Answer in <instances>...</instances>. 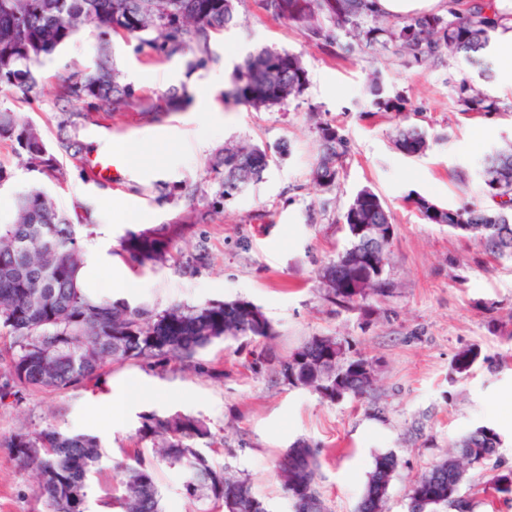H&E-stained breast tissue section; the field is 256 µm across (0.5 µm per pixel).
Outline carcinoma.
Returning <instances> with one entry per match:
<instances>
[{"label": "carcinoma", "mask_w": 512, "mask_h": 512, "mask_svg": "<svg viewBox=\"0 0 512 512\" xmlns=\"http://www.w3.org/2000/svg\"><path fill=\"white\" fill-rule=\"evenodd\" d=\"M266 14L299 28L303 37L332 53L379 52L388 48L408 62L459 57L477 69L484 85L465 77L458 88L461 111L491 117L499 100L488 83L489 61L495 47V18L478 0L462 12L448 0L445 14L423 13L394 21L377 9V0H255ZM87 17L99 31L95 70L62 80L57 97L71 103H105L121 112L135 104L146 113L179 112L189 102L177 87L158 95L135 89L122 81L111 56V38L138 41L149 63L176 56H193L189 65L201 66L212 54L211 42L235 22V0H0V88L28 98L37 94L38 79L32 64L54 55L80 31L75 19ZM307 70L290 51L261 48L250 52L237 67L224 101L236 106L280 107L303 96ZM367 91L379 112L409 111L408 101L383 94L380 77L371 79ZM318 153L311 177L331 191L351 156V145L341 129L327 121L315 122ZM8 141L15 155L46 176L59 171L57 159L29 123L0 111V141ZM396 150L409 156L425 153L426 134L414 125L396 130ZM273 162L271 152L252 145L228 144L210 160L207 174L218 187L216 199L198 212L205 222L222 200L240 190L242 183L262 179ZM496 165L508 174L484 181V192L495 201L492 208L468 202L444 208L420 196L407 200L431 224L476 237L485 252L512 258V146L498 151ZM58 208L47 194L33 188L17 203L14 219L0 224V359L8 360L0 372V404L29 388L65 390L96 378L103 364L147 362L160 368L171 363L196 374L219 379L222 374L196 358L198 351L216 339H244L252 345L246 364L254 376L271 370L289 387L314 390L336 401V394L356 401L367 398L374 386L372 364L352 353L345 338L312 336L286 356L267 347L273 329L262 312L246 301H229L207 308L171 306L161 311L131 307L89 297L81 287L80 225ZM347 229V250L357 254L378 251L389 260L391 242L373 235L370 228L392 223L391 211L372 190L357 193L342 214ZM166 244L154 238L129 237L123 252L143 263L159 257ZM324 299L364 317L370 300L390 292L391 282L374 276L360 263L339 260L318 272ZM139 442L151 445V456L134 455L125 470L122 512H162L154 478V465L167 462L183 466L188 474L187 495L208 500L224 512H267L249 479L215 467L202 447L224 444L202 420L183 414L141 416ZM493 431L478 428L459 444L458 455L433 466L412 486L409 512H439L456 502L462 512L473 503L459 494L467 468L481 465L495 453ZM18 462L34 469L49 512H84L86 481L101 457L100 444L88 434H66L54 427L17 433L7 442ZM398 465L392 453L378 456L358 512H382L384 498ZM315 452L310 442H294L280 464L294 512H325L314 471ZM493 492L512 502V468L494 477Z\"/></svg>", "instance_id": "carcinoma-1"}]
</instances>
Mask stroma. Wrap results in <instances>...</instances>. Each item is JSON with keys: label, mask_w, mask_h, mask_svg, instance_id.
<instances>
[{"label": "stroma", "mask_w": 512, "mask_h": 512, "mask_svg": "<svg viewBox=\"0 0 512 512\" xmlns=\"http://www.w3.org/2000/svg\"><path fill=\"white\" fill-rule=\"evenodd\" d=\"M98 36L86 29L37 67L38 97L0 92V110L37 126L47 146L66 136L81 147L80 158L61 156L63 181L29 170L0 142V224L13 216L19 197L40 186L57 206L88 208L82 246L96 243L111 225V266H84L83 275L121 298V282L132 276L148 284L129 298L133 307L162 310L174 305L204 307L230 300L253 303L269 319L276 355L289 354L313 336L353 341L375 371L376 388L365 402L329 403L305 388L286 387L271 376L254 377L234 345L216 340L198 354L223 379L141 363H105L100 380L87 386L24 391L17 402L0 406V440L23 429L55 427L64 433L98 438L102 458L91 472L86 512H102L103 497L118 494L122 469L131 465L140 417L149 412L181 413L204 420L223 436L216 465L249 479L268 512H293L279 464L299 439L318 450L315 482L327 512H357L376 456L394 454L398 466L385 499V512H408L409 492L418 478L445 459L448 450L478 427L494 429L495 454L469 468L461 487L474 500L473 512H512L491 507L482 491L499 468L512 467V259L483 252L463 232L430 224L408 206L416 194L454 208L463 200L490 205L480 170L484 157L512 141V74L492 57V87L500 112L486 119L460 112L461 78L470 73L462 59L404 64L389 52L343 58L307 41L288 24L240 0L235 24L217 36L213 58L189 67L185 57L145 63L132 40L112 39V57L136 91L164 93L185 88L186 108L157 118L129 107L106 112L71 103L70 122L59 127L56 87L61 77L94 68ZM288 50L301 56L308 72L303 96L282 107L254 111L224 102L210 75L232 78L251 51ZM381 72L388 96L407 98L408 117L374 112L366 88ZM340 126L352 155L337 189L315 186L310 169L317 152L310 110ZM408 121L426 132L429 149L419 156L398 152L392 142L397 124ZM144 141L157 147L145 163L128 162L117 187L96 181L87 161L102 150L122 152ZM228 142L280 146L284 153L263 179L223 202L208 223L195 222L196 210L217 191L209 183L210 158ZM375 192L393 213L392 259L386 273L391 294L372 301L370 319L339 310L318 292L319 269L336 259L348 238L339 217L355 194ZM165 235L168 255L137 264L121 250L128 235ZM205 251L208 261L182 269L174 256ZM466 349L480 357L464 374L454 373ZM153 390L132 400L134 381ZM126 400L123 417L113 401ZM163 512H205L190 500L182 468L159 463L155 470ZM0 512H48L37 476L0 447Z\"/></svg>", "instance_id": "obj_1"}]
</instances>
